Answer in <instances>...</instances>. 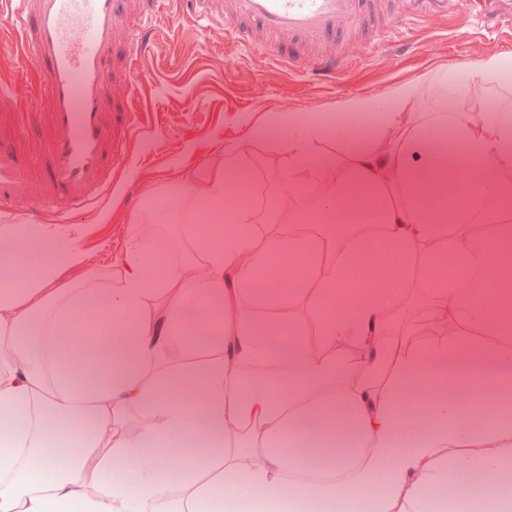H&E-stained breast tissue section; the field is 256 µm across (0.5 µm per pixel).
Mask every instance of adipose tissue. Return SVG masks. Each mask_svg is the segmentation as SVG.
Here are the masks:
<instances>
[{"instance_id":"adipose-tissue-1","label":"adipose tissue","mask_w":512,"mask_h":512,"mask_svg":"<svg viewBox=\"0 0 512 512\" xmlns=\"http://www.w3.org/2000/svg\"><path fill=\"white\" fill-rule=\"evenodd\" d=\"M504 66L490 54L340 99L382 112L363 138L276 117L294 165L335 137L336 208H379L377 227L293 212L264 236L244 203L197 233L192 260L162 264L143 209L118 277L60 288L84 262L76 239L0 226V512H512V280L432 279L468 269L475 237L512 247L496 207L512 194ZM459 84L492 96L449 104ZM227 187L217 164L185 197L211 221ZM189 264L207 278L186 279ZM287 295L310 323L257 313ZM201 346L200 363L169 356ZM186 444L196 454L174 459Z\"/></svg>"}]
</instances>
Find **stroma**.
Wrapping results in <instances>:
<instances>
[{"mask_svg": "<svg viewBox=\"0 0 512 512\" xmlns=\"http://www.w3.org/2000/svg\"><path fill=\"white\" fill-rule=\"evenodd\" d=\"M411 39L415 63L403 65L400 56L384 48L361 67L368 85L357 86L361 76L351 75L335 88L321 89L307 85L302 77L289 76L279 64L261 59L258 51L225 54L222 26L212 27L204 38L190 27L176 32L161 30L145 73L152 86L160 134L156 140L137 144L131 154L116 161L137 202L130 205L123 196H115L103 210L90 212L83 222L73 225L86 255L85 264L63 268L62 282L81 281L91 270L116 269L136 208L152 204L162 194L182 193V186L170 181L177 172L202 181L210 177L214 164H222L270 216L280 202H287L292 211L306 210L313 208L316 196L335 193L336 185L328 174L336 159L335 139L316 143L302 165L303 176L290 182L286 179L290 162L281 136L254 137V129L272 124L277 113L294 111L331 125L340 118L335 104L344 96L385 92L451 60L472 63L490 52L512 53V41L493 32L472 30L470 18L457 12L420 21L413 27ZM175 66L191 70V79L174 78L171 69ZM229 81L248 85L246 105H225L224 85ZM314 174L321 175V182H311ZM185 220L182 210L157 218L155 231L164 243L163 256L177 250L183 257H192L193 241L185 233Z\"/></svg>", "mask_w": 512, "mask_h": 512, "instance_id": "obj_1", "label": "stroma"}]
</instances>
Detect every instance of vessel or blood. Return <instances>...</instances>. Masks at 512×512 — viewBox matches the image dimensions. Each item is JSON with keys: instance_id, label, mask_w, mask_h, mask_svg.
Here are the masks:
<instances>
[{"instance_id": "obj_1", "label": "vessel or blood", "mask_w": 512, "mask_h": 512, "mask_svg": "<svg viewBox=\"0 0 512 512\" xmlns=\"http://www.w3.org/2000/svg\"><path fill=\"white\" fill-rule=\"evenodd\" d=\"M135 3L0 0V43L9 46L0 58L1 214L69 224L111 195L116 158L159 133L142 63L160 28L223 25L225 47L255 48L318 86L336 84L437 7L512 35V0H151L128 32Z\"/></svg>"}]
</instances>
